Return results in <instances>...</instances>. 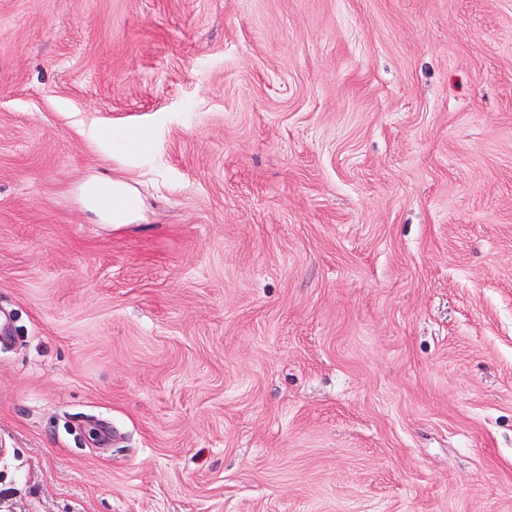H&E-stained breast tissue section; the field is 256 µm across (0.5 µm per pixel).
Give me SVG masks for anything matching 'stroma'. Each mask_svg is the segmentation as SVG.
<instances>
[{
    "label": "stroma",
    "mask_w": 512,
    "mask_h": 512,
    "mask_svg": "<svg viewBox=\"0 0 512 512\" xmlns=\"http://www.w3.org/2000/svg\"><path fill=\"white\" fill-rule=\"evenodd\" d=\"M3 313L0 512H512V0H0Z\"/></svg>",
    "instance_id": "1"
}]
</instances>
